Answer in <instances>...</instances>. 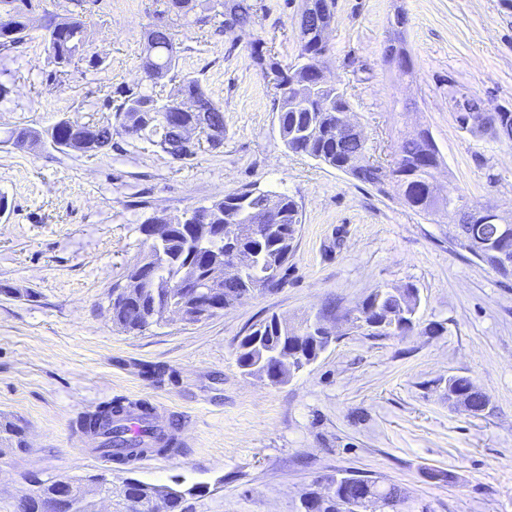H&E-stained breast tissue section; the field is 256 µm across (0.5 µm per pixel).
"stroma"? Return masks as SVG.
Listing matches in <instances>:
<instances>
[{"instance_id": "stroma-1", "label": "stroma", "mask_w": 512, "mask_h": 512, "mask_svg": "<svg viewBox=\"0 0 512 512\" xmlns=\"http://www.w3.org/2000/svg\"><path fill=\"white\" fill-rule=\"evenodd\" d=\"M255 3L243 36L186 24L165 13V0H95L82 20L99 65L84 60L54 80L39 22L0 52V417L23 425L26 442L0 456V512H13L37 480L98 473L116 484L205 487L187 512H302L321 478L347 473L400 486L406 512H512V276L392 187L284 146L252 44L293 63L302 0ZM334 13L325 71L345 91L370 157L389 166L402 137L428 128L442 189L512 211V142L463 131L453 105L462 87L489 109L512 110V0H336ZM159 22L181 53L174 77L153 82L142 63ZM396 35L411 74L384 61ZM187 76L224 111L220 149L173 164L147 138L123 133L100 152L5 143L17 125L42 132L63 119H114L103 103L118 91L163 98ZM254 186L301 208L281 283L196 324L171 316L137 334L115 330L110 289L139 258L143 226ZM406 284L420 295L408 335L372 336L341 321L371 289ZM273 315L294 326L322 315L336 332L279 385L237 364L242 336ZM456 375L489 395L490 412L449 409ZM117 399L149 403L176 452L132 466L94 456L96 440L76 421ZM437 470L454 482L431 479Z\"/></svg>"}]
</instances>
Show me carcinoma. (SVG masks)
Returning a JSON list of instances; mask_svg holds the SVG:
<instances>
[{
	"instance_id": "carcinoma-1",
	"label": "carcinoma",
	"mask_w": 512,
	"mask_h": 512,
	"mask_svg": "<svg viewBox=\"0 0 512 512\" xmlns=\"http://www.w3.org/2000/svg\"><path fill=\"white\" fill-rule=\"evenodd\" d=\"M220 31L245 34L255 24L256 5L253 0H219ZM37 7V0H0V52H9L25 41L29 30V14ZM195 0H182L174 8V0H166V8L183 17L187 24L203 27L211 17L196 11ZM44 37L48 43L55 73L64 75L73 61L82 56L86 47V34L82 21L71 16L64 20L47 17L43 24ZM179 46L174 34L158 39L154 52L158 68L171 72L178 58ZM290 68L280 69V79L275 89L276 112H278L279 135L284 146L295 153H302L339 171H345L350 155L364 151L362 141L336 139V122L339 114L350 109L347 98L331 88L321 92L323 100L308 105L288 108L284 98L288 88ZM205 102L210 105L206 121L209 126L224 131V111L206 95L196 79L184 78L177 93L167 99H156L131 90L121 92L116 116L121 119V128L129 135L156 137L152 144L166 154L170 162H181L196 153L201 144L185 145L170 131L172 123L200 125L205 121L202 113L193 110V105ZM46 140L62 151L87 153L103 149L112 143V124H79L61 120L45 132ZM39 141L40 134L28 127L14 128L8 143L18 150L28 148L31 141ZM396 176L393 185L405 203L426 216L436 214L430 199V183L435 178L433 165L441 164L439 150L429 131L409 136L402 140L396 151ZM213 224H230L239 229L235 249L255 257L254 264L242 269L238 276L220 284L224 291V305L240 304L255 295L259 288L279 282L275 278L267 281V271L282 274L293 253V244L302 224L300 210L294 198L269 191L257 192L242 189L224 194L205 207ZM271 213L274 220L271 228L261 234L252 230L260 216ZM188 220L176 221L177 227L166 232L164 238L155 243L147 242L144 254L130 265L122 280L114 285L121 290L117 299L110 302L112 325L126 333L140 332L157 323L161 317H152V306L169 310H180L187 316L186 322L196 323L212 314H202V305L210 297L208 272L211 265H224L229 246L222 235H199L186 226ZM456 240L475 258L503 276L512 275L509 265L494 259L492 251L502 247L495 237L494 224H459ZM479 239L485 249L476 252L468 241ZM189 280L197 286L195 292L186 295L174 288V284ZM419 295L415 288H376L355 306L359 316L369 323L382 325L384 335L401 336L415 326V314ZM328 342L318 341L309 334L303 340L291 336L277 317L262 322L238 344L237 363L249 375H257L270 384L287 381L291 370L275 371L279 358L291 359L296 369H301L316 360L325 351ZM490 397L466 376L448 378V406L478 415L489 408ZM129 413L122 401L115 400L91 412L79 421L86 433L103 438L102 445L108 448H126L129 457L145 453L140 442L125 436L118 424L119 417ZM22 427L6 420L0 422V455L6 450L23 448ZM75 483L90 488L96 493L126 500H150L161 498L167 512H185V496L202 493L198 487L180 490L167 485H153L137 479L127 478L120 485L100 475L75 480ZM326 497L317 491L305 493V512H348V504L362 498L379 500L387 512H400L405 502L404 491L392 484L386 487L354 475L327 480ZM57 492V478L51 477L38 483L37 490L25 497L15 512H44L46 502Z\"/></svg>"
}]
</instances>
